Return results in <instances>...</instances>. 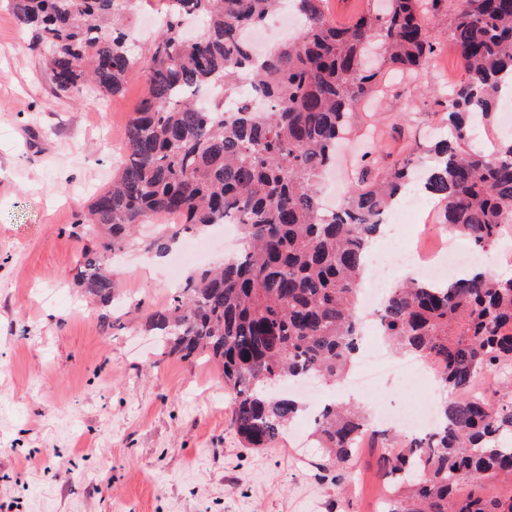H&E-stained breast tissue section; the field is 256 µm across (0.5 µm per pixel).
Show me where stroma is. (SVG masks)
Here are the masks:
<instances>
[{
	"mask_svg": "<svg viewBox=\"0 0 512 512\" xmlns=\"http://www.w3.org/2000/svg\"><path fill=\"white\" fill-rule=\"evenodd\" d=\"M44 69L0 0V512H376L375 449L340 490L307 420L244 447L221 367L162 355L141 326L101 328L71 283L81 243L68 228L111 185L145 83L75 102L52 95ZM462 74L445 47L374 104L391 159L443 135L420 91ZM115 273L147 307L166 302L170 282L141 249Z\"/></svg>",
	"mask_w": 512,
	"mask_h": 512,
	"instance_id": "stroma-1",
	"label": "stroma"
}]
</instances>
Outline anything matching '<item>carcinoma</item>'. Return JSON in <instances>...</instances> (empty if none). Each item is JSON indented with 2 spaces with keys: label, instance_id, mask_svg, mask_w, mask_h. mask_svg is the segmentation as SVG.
I'll return each mask as SVG.
<instances>
[{
  "label": "carcinoma",
  "instance_id": "obj_1",
  "mask_svg": "<svg viewBox=\"0 0 512 512\" xmlns=\"http://www.w3.org/2000/svg\"><path fill=\"white\" fill-rule=\"evenodd\" d=\"M30 49L49 50L58 98L93 84L123 93L142 74L147 94L125 129L126 155L112 186L76 217L84 245L74 283L109 329L144 302L122 305L112 260L155 219L148 248L165 254L187 236L237 221L243 248L217 269L201 268L149 314L168 353L214 360L224 370L231 421L249 448H270L300 406L275 391L285 382L336 384L349 371L362 328L357 300L381 217L417 181L411 160L386 163L377 145L357 162L339 213L327 216L319 184L336 145L350 139L360 106L385 91L390 70L413 73L452 44L463 78L430 103L448 136L425 153L422 188L444 203L442 223L475 247L494 246L512 224V136L472 144L476 124L499 109L512 78V0H366L347 24L327 0H289L305 19L293 39L257 63L241 28L264 23L282 0H6ZM163 16L153 43L134 54L127 16ZM448 19L443 39L432 27ZM265 100L263 115L240 98L243 75ZM224 98L202 106L215 84ZM400 354L443 364L438 418L420 437L369 431L362 407L332 404L311 437L323 471L344 487L365 434L381 437L378 472L387 512H512V381L479 398L478 371L512 368V277L486 272L390 288L376 312Z\"/></svg>",
  "mask_w": 512,
  "mask_h": 512
}]
</instances>
